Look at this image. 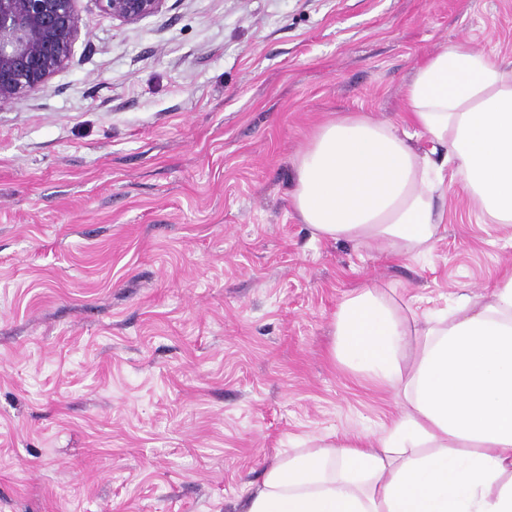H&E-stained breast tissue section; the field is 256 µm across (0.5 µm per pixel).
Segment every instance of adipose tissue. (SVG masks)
<instances>
[{
  "mask_svg": "<svg viewBox=\"0 0 512 512\" xmlns=\"http://www.w3.org/2000/svg\"><path fill=\"white\" fill-rule=\"evenodd\" d=\"M405 99L398 122L338 116L299 151L291 205L316 238L430 251L445 173L418 135L447 147L489 223H512V69L458 41L418 64ZM333 354L392 391L394 418L277 456L245 512H512V270L449 313L364 285L339 307Z\"/></svg>",
  "mask_w": 512,
  "mask_h": 512,
  "instance_id": "ef3b65f1",
  "label": "adipose tissue"
}]
</instances>
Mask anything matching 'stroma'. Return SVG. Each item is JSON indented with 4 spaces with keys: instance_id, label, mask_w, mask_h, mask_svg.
<instances>
[{
    "instance_id": "stroma-1",
    "label": "stroma",
    "mask_w": 512,
    "mask_h": 512,
    "mask_svg": "<svg viewBox=\"0 0 512 512\" xmlns=\"http://www.w3.org/2000/svg\"><path fill=\"white\" fill-rule=\"evenodd\" d=\"M77 7L68 65L0 107V512H243L279 454L396 412L332 357L347 293L443 309L512 265L453 175L398 261L290 204L316 126L398 121L425 56L512 68V0ZM99 10L124 24H135L159 13L166 0H94Z\"/></svg>"
}]
</instances>
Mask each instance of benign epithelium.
<instances>
[{
  "mask_svg": "<svg viewBox=\"0 0 512 512\" xmlns=\"http://www.w3.org/2000/svg\"><path fill=\"white\" fill-rule=\"evenodd\" d=\"M166 0H95L124 24L159 13ZM77 0H0V106L44 91L71 59L80 33Z\"/></svg>",
  "mask_w": 512,
  "mask_h": 512,
  "instance_id": "7a95c632",
  "label": "benign epithelium"
}]
</instances>
